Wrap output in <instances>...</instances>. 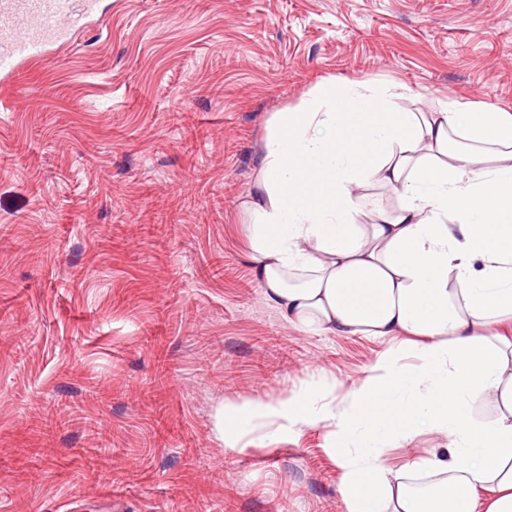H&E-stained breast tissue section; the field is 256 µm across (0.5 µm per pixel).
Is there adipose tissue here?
Here are the masks:
<instances>
[{
    "label": "adipose tissue",
    "instance_id": "ef3b65f1",
    "mask_svg": "<svg viewBox=\"0 0 512 512\" xmlns=\"http://www.w3.org/2000/svg\"><path fill=\"white\" fill-rule=\"evenodd\" d=\"M391 98L327 82L278 113L251 244L262 299L289 324L400 348L413 336L417 366L383 355L347 412L297 393L224 405L215 429L233 447L260 420L330 422L344 512H512V113L454 98L403 112ZM370 183L397 208L364 211ZM424 432L446 454L382 465L378 439Z\"/></svg>",
    "mask_w": 512,
    "mask_h": 512
}]
</instances>
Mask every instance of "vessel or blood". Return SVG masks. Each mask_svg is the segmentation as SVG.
<instances>
[{
  "label": "vessel or blood",
  "instance_id": "1",
  "mask_svg": "<svg viewBox=\"0 0 512 512\" xmlns=\"http://www.w3.org/2000/svg\"><path fill=\"white\" fill-rule=\"evenodd\" d=\"M79 4L88 15L99 12V0H0V77L70 43L68 21Z\"/></svg>",
  "mask_w": 512,
  "mask_h": 512
}]
</instances>
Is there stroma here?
<instances>
[{
  "label": "stroma",
  "instance_id": "obj_1",
  "mask_svg": "<svg viewBox=\"0 0 512 512\" xmlns=\"http://www.w3.org/2000/svg\"><path fill=\"white\" fill-rule=\"evenodd\" d=\"M102 7L0 82V512H343L328 422L268 420L234 448L214 430L227 403L349 406L389 347L303 333L263 302V145L328 81L401 88L405 111L449 95L512 112V0ZM58 405L80 413L37 439ZM99 444L107 482L85 466ZM378 445L398 468L447 442Z\"/></svg>",
  "mask_w": 512,
  "mask_h": 512
}]
</instances>
